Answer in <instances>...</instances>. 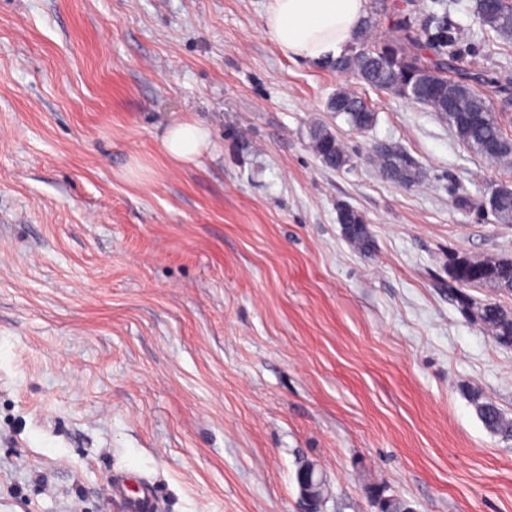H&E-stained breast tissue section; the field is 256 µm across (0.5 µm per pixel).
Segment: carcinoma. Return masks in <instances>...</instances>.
Returning a JSON list of instances; mask_svg holds the SVG:
<instances>
[{"label": "carcinoma", "mask_w": 512, "mask_h": 512, "mask_svg": "<svg viewBox=\"0 0 512 512\" xmlns=\"http://www.w3.org/2000/svg\"><path fill=\"white\" fill-rule=\"evenodd\" d=\"M474 14L479 24L502 38L512 40V0H475ZM391 34L376 41L372 30L376 19L367 18L362 37L349 53L331 62L337 72L350 75L358 83L387 91L404 99L422 103L448 123L455 137L476 156L499 163H512V135L503 126L502 116L493 111L488 89L498 93L507 87L496 84L484 71L463 65L465 50L460 27L425 6L406 13L401 5L389 7ZM330 111L343 115L353 128L365 131L373 126L375 112L367 102L346 88H339L329 101ZM313 151L323 165L340 171L351 157L344 144L326 127L311 129ZM374 161L390 181L414 186L423 181L416 161L402 149L381 144L375 149ZM460 207L484 209L502 224H512V188L500 185L488 196L474 200L459 196ZM338 222L354 249L367 256L374 248L372 232L364 217L354 208L343 206ZM448 290L458 306L476 317L497 343L512 347V311L489 297L480 305L466 292L468 287L485 288L491 295H512V257L493 261H473L465 256L448 258ZM476 413L490 432L512 439V418L507 417L480 390H469ZM378 512H405L408 503L397 495L373 491Z\"/></svg>", "instance_id": "obj_1"}]
</instances>
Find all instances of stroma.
Returning <instances> with one entry per match:
<instances>
[{"mask_svg":"<svg viewBox=\"0 0 512 512\" xmlns=\"http://www.w3.org/2000/svg\"><path fill=\"white\" fill-rule=\"evenodd\" d=\"M267 0H0V512H512V347L448 291V257H512V224L460 209L512 184L428 106L362 92L366 131L328 109L351 77L285 58ZM482 70L512 41L474 0H442ZM194 119L212 144L173 166L160 136ZM321 124L352 162L325 168ZM406 151L424 182L372 162ZM367 221L372 256L338 209ZM374 161L390 181L414 186L423 181V172L416 161L402 149L381 144L375 150ZM338 222L342 224L344 235L354 249L363 256L374 248L372 232L364 217L354 208L343 206L338 211ZM468 395L485 428L505 440H511L512 418L507 417L497 404L479 389L471 388Z\"/></svg>","mask_w":512,"mask_h":512,"instance_id":"stroma-1","label":"stroma"}]
</instances>
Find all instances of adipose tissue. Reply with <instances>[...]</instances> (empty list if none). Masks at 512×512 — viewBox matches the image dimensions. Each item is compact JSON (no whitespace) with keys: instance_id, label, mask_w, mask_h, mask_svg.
Instances as JSON below:
<instances>
[{"instance_id":"obj_1","label":"adipose tissue","mask_w":512,"mask_h":512,"mask_svg":"<svg viewBox=\"0 0 512 512\" xmlns=\"http://www.w3.org/2000/svg\"><path fill=\"white\" fill-rule=\"evenodd\" d=\"M368 13V0H268L264 30L288 58L325 60L344 54ZM168 160L195 163L210 146V133L199 122L184 120L162 135Z\"/></svg>"}]
</instances>
